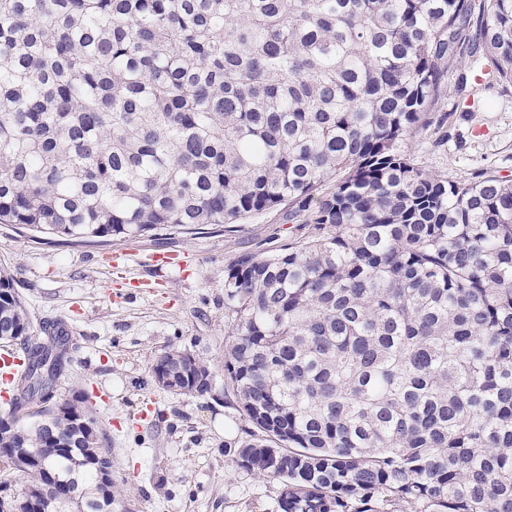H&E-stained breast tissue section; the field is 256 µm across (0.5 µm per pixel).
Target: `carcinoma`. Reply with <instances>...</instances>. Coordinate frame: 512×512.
Wrapping results in <instances>:
<instances>
[{
	"label": "carcinoma",
	"mask_w": 512,
	"mask_h": 512,
	"mask_svg": "<svg viewBox=\"0 0 512 512\" xmlns=\"http://www.w3.org/2000/svg\"><path fill=\"white\" fill-rule=\"evenodd\" d=\"M470 58L512 88V0H0V224L105 246L288 208L307 237L224 267L237 463L279 512H512V182L407 150ZM0 336V500L112 512L69 441L83 418L112 464L58 385L76 344L33 337L6 270ZM162 376L211 392L168 351Z\"/></svg>",
	"instance_id": "1"
}]
</instances>
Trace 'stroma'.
I'll use <instances>...</instances> for the list:
<instances>
[{
    "label": "stroma",
    "mask_w": 512,
    "mask_h": 512,
    "mask_svg": "<svg viewBox=\"0 0 512 512\" xmlns=\"http://www.w3.org/2000/svg\"><path fill=\"white\" fill-rule=\"evenodd\" d=\"M475 106L447 92L431 125L407 148L428 173L464 180L488 170L512 180V89L478 85ZM304 228L275 211L234 231L158 235L106 247L65 244L0 224L6 267L34 332L66 318L77 344L62 385L91 392L90 405L112 440L114 512H276L279 480L241 468L236 449L249 428L224 392V267L241 251L268 254ZM173 265H149L153 251ZM123 252L116 270L113 253ZM207 360L214 385L203 397L174 395L151 367L169 349Z\"/></svg>",
    "instance_id": "1"
}]
</instances>
